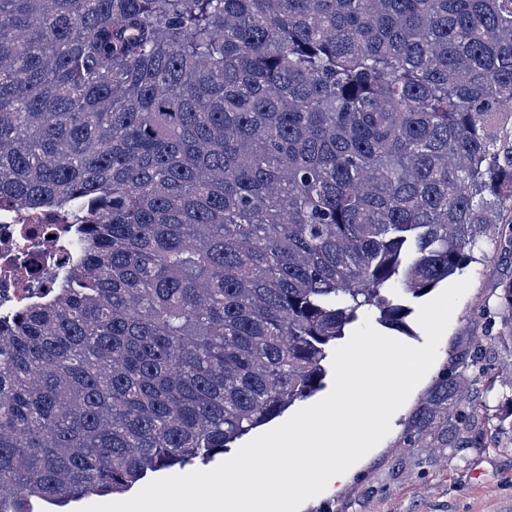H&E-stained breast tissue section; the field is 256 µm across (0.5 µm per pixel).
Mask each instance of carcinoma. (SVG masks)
<instances>
[{
    "label": "carcinoma",
    "mask_w": 512,
    "mask_h": 512,
    "mask_svg": "<svg viewBox=\"0 0 512 512\" xmlns=\"http://www.w3.org/2000/svg\"><path fill=\"white\" fill-rule=\"evenodd\" d=\"M0 208L82 225L0 319V512L209 461L360 313L512 245V0H0ZM471 384L439 371L403 447L496 444Z\"/></svg>",
    "instance_id": "obj_1"
}]
</instances>
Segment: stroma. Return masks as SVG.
<instances>
[{
	"label": "stroma",
	"mask_w": 512,
	"mask_h": 512,
	"mask_svg": "<svg viewBox=\"0 0 512 512\" xmlns=\"http://www.w3.org/2000/svg\"><path fill=\"white\" fill-rule=\"evenodd\" d=\"M470 279L443 334L428 374L391 419L388 435L349 470L344 484L329 482L300 512H512V432L495 446L479 447L475 432L450 437L444 458L430 463L420 450L402 446V434L433 376L441 369L492 374L512 359V346L491 344L500 329L493 313L498 289L512 279V248L489 251L456 273Z\"/></svg>",
	"instance_id": "1"
}]
</instances>
